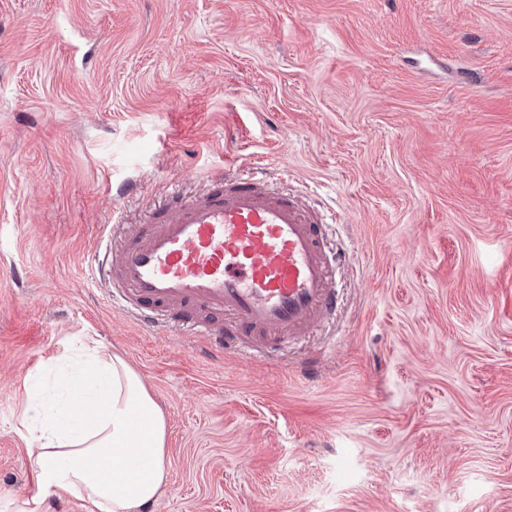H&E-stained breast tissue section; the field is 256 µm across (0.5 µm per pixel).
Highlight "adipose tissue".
<instances>
[{"instance_id":"adipose-tissue-1","label":"adipose tissue","mask_w":512,"mask_h":512,"mask_svg":"<svg viewBox=\"0 0 512 512\" xmlns=\"http://www.w3.org/2000/svg\"><path fill=\"white\" fill-rule=\"evenodd\" d=\"M77 374L28 425L45 489L78 493L89 512H142L166 479V425L140 376L98 345L65 350Z\"/></svg>"}]
</instances>
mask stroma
<instances>
[{
	"label": "stroma",
	"mask_w": 512,
	"mask_h": 512,
	"mask_svg": "<svg viewBox=\"0 0 512 512\" xmlns=\"http://www.w3.org/2000/svg\"><path fill=\"white\" fill-rule=\"evenodd\" d=\"M258 169L327 216L334 321L272 360L143 327L95 263ZM95 341L167 428L148 512H512V0H0V504Z\"/></svg>",
	"instance_id": "obj_1"
}]
</instances>
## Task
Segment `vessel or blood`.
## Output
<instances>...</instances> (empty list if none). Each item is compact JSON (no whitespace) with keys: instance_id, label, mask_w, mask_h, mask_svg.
Wrapping results in <instances>:
<instances>
[{"instance_id":"1","label":"vessel or blood","mask_w":512,"mask_h":512,"mask_svg":"<svg viewBox=\"0 0 512 512\" xmlns=\"http://www.w3.org/2000/svg\"><path fill=\"white\" fill-rule=\"evenodd\" d=\"M335 264L306 196L227 172L148 211L112 250L104 281L145 326L260 356L330 318Z\"/></svg>"}]
</instances>
